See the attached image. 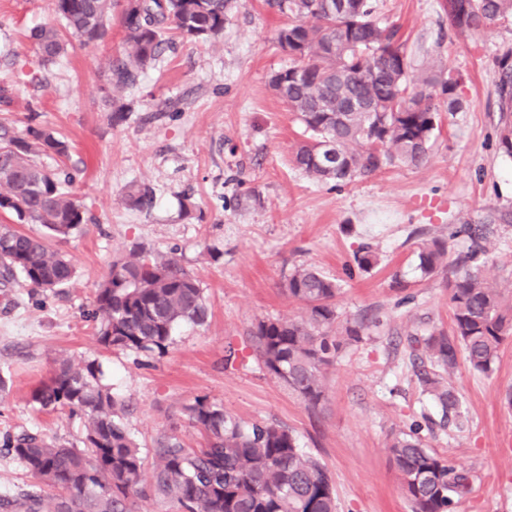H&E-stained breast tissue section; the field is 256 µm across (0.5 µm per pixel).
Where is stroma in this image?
<instances>
[{"label": "stroma", "mask_w": 512, "mask_h": 512, "mask_svg": "<svg viewBox=\"0 0 512 512\" xmlns=\"http://www.w3.org/2000/svg\"><path fill=\"white\" fill-rule=\"evenodd\" d=\"M445 2L372 0L381 22L399 26L415 76L455 72L462 109L440 113L423 166L391 165L337 186L292 161L307 135L269 85L289 60L275 40L285 18L266 0H233L218 40L174 38L137 84L122 88L108 81L109 62L126 50L118 23L95 44L72 41L44 69L28 35L54 21L53 0H0V86L14 92L11 105H0V125L22 133L28 105L39 106L37 125L70 144L79 172L72 192L92 218L61 246L77 269L69 285L43 293L19 283L0 294V495L33 482L5 448L7 435L81 436L79 418L41 412L31 400L56 359L68 356L101 363L142 450L170 431L199 447L184 408L206 395L242 423L290 430L326 467L337 512H411L387 446L414 426L427 448L470 477L452 512H512V339L491 373L463 362L451 373L462 425H441L416 377L414 339L452 326L447 272L418 268L423 241L441 239L453 260L472 246L462 225L483 226L490 254L482 275L512 294V158L498 149L496 93L512 17L460 34ZM115 99L128 107L117 124ZM142 184L154 194L144 210L125 199ZM134 244L175 257L209 308L205 324L179 325L162 354L97 341L96 290L112 257ZM366 246L378 256L367 271L355 260ZM300 266L339 284L341 321L369 325L323 370L325 398L315 409L266 372L252 336L258 321L304 316L285 292Z\"/></svg>", "instance_id": "stroma-1"}]
</instances>
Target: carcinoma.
Returning <instances> with one entry per match:
<instances>
[{"label":"carcinoma","mask_w":512,"mask_h":512,"mask_svg":"<svg viewBox=\"0 0 512 512\" xmlns=\"http://www.w3.org/2000/svg\"><path fill=\"white\" fill-rule=\"evenodd\" d=\"M61 26L30 31L38 63L56 64L67 51L66 36L90 44L103 39L114 0H54ZM287 18L276 34L291 65L271 77L275 95L297 113L310 140L294 151L295 165L322 182L349 184L385 166H421L438 128L437 100L448 111L460 106L458 80L434 71L411 75L406 42L374 16L371 0H268ZM463 6L448 15L461 32L512 15V0H448ZM231 0H123L119 22L127 53L109 68L110 83L133 85L161 56L173 31L191 42H214L224 34ZM496 91L501 112L498 147L512 157V54L499 61ZM333 150V169L317 162L318 147ZM66 141L29 125L23 136L0 134V211L19 224H40L33 235L0 224V284L22 282L43 292L73 281L76 269L55 248L89 221L69 191L75 174L49 167L38 156L68 155ZM149 208L153 192L127 195ZM478 245L446 263L445 242L418 247L419 269L431 275L451 268L448 294L450 332L414 340L430 366L416 373L422 391L441 410V425L458 421L462 401L445 382L462 358L474 371H492L504 341L512 337V305L487 284ZM288 297L306 306L300 320L267 319L252 331L256 353L267 372L311 408L323 399L322 371L343 343L363 339L365 324L338 327L339 285L311 266L296 268L285 285ZM98 342L107 349L163 353L181 323L202 325L208 306L199 280L173 256L144 255L134 245L112 259L95 296ZM97 360L74 363L60 357L48 381L32 392L47 412L66 410L84 420L79 443L47 440L22 430L7 436L14 454L36 484L0 495V512H138L139 503L168 501L178 512H337L336 496L324 466L299 447L294 434L274 423L245 425L207 396L185 407L188 423L205 438L189 448L176 434L159 436L145 455L123 418L125 405L101 383ZM389 452L412 512H451L454 499L469 492L466 472L425 448L415 430L396 434ZM152 480H144L146 467Z\"/></svg>","instance_id":"1"}]
</instances>
